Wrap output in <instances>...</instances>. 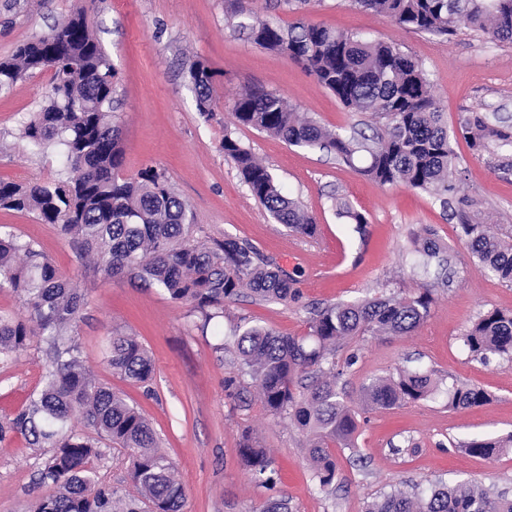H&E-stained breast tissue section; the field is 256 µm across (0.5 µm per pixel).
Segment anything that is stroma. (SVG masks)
<instances>
[{
    "label": "stroma",
    "mask_w": 512,
    "mask_h": 512,
    "mask_svg": "<svg viewBox=\"0 0 512 512\" xmlns=\"http://www.w3.org/2000/svg\"><path fill=\"white\" fill-rule=\"evenodd\" d=\"M274 0H0V59L23 41L48 35L78 7L118 71L116 111L125 146L124 176L144 167L164 170L176 194L192 211L201 234L230 236L252 245L297 281L299 297L288 303L250 296L224 305V327L260 324L287 336L308 331L310 309L380 293L410 294L422 278L410 238L425 228L448 249L445 282L436 284L427 320L408 336H360L336 354L355 356L342 381L350 395L376 376L433 371L441 388L429 399L359 417L355 449L336 451V488L320 491L305 448L309 437L289 419L269 415L255 394L230 396L227 380L249 386L232 343L216 350L213 332L189 306L171 302L157 288L124 276L102 282L80 267L70 245L49 224L0 210V226L37 240L61 273L86 298L78 330L86 367L101 383L122 392L150 420L175 464L186 495L185 512H262L287 497L292 512H363L367 502L391 490L410 493L428 482L468 483L512 494V451L492 459L466 453L463 441L512 433V360L473 359L461 336L483 312L512 310V284L473 262L458 231V218L427 193L384 187L338 163L333 156L291 146L232 116L233 100L258 85L280 94L297 111L332 129H366L368 116L349 110L288 58L252 43L242 24L254 18L281 27L322 24L398 45L419 61L432 93L448 118L452 146L462 168V195L473 220L512 232V147L472 150L458 132L460 119L479 112L512 126V43H486L475 33L453 36L402 29L351 0H307L299 8H274ZM205 62L217 72L221 104L214 118L197 107L189 68ZM50 87L49 74L34 75L0 95V180L25 182L54 177L63 165L55 151L37 154L19 137L20 122L36 111ZM232 132L267 165L284 190L314 215V236L278 224L224 157L221 142ZM342 195L364 214L357 231L337 215L331 198ZM135 336L148 350L152 380L137 384L113 373L103 347L112 332ZM48 365L44 344L33 339L13 360L0 361V420L25 408L43 386ZM475 385L489 404L466 410L447 406L445 388ZM251 428L274 459L272 486L255 484L238 461V441ZM42 457L25 438L0 440V512H30L32 503L54 494L40 484ZM91 467L96 480L119 495L132 493L129 460L102 442Z\"/></svg>",
    "instance_id": "35a3bbf8"
}]
</instances>
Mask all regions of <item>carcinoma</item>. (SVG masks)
<instances>
[{"instance_id": "carcinoma-1", "label": "carcinoma", "mask_w": 512, "mask_h": 512, "mask_svg": "<svg viewBox=\"0 0 512 512\" xmlns=\"http://www.w3.org/2000/svg\"><path fill=\"white\" fill-rule=\"evenodd\" d=\"M413 32H478L488 42H512V0H352ZM240 27L257 45L287 57L354 112L368 115L375 134L328 129L296 112L279 94L249 87L233 102V117L292 146L319 149L382 186L403 185L431 195L441 205L459 191L461 171L448 122L434 100L426 71L400 48L378 39L303 22L283 30L267 20ZM51 73V88L29 114L20 137L34 150L58 147L64 168L50 182L0 180V209L27 213L52 224L75 250L79 263L104 281L130 276L161 289L172 302L200 314L203 326L224 317V304L242 295L288 302L298 298L296 279L265 259L250 244L224 237L202 238L189 204L169 186L165 172L147 166L135 178L121 174L124 146L119 117L112 112L117 70L79 10L50 34L18 45L0 59V94L37 72ZM217 73L198 60L190 69L197 109L211 117L217 109ZM459 129L481 151L494 142L512 146V132L487 115L465 116ZM251 195L273 218L302 236L317 231L316 219L287 196L268 167L232 132L221 143ZM333 206L362 230L366 217L343 197ZM461 238L481 269L512 284V235L467 218ZM422 270L448 266L447 251L420 232L411 238ZM16 294L26 315L0 314V356L27 348L39 336L50 364L41 390L6 423L0 440L18 433L44 449L40 479L59 488L34 512H184L185 493L174 464L144 414L124 396L99 382L85 367L77 341L85 305L76 283L64 276L33 239L0 231V291ZM433 285L422 282L405 296L376 295L314 310L305 336H283L260 325L233 334L240 372L248 376L264 409L288 416L310 435L307 448L313 479L322 491L334 490L335 448L355 447L360 411L390 409L431 397L438 388L432 374L402 371L374 377L354 401L338 380L336 349L365 335L408 336L429 316ZM470 357L512 360V311L489 309L462 336ZM112 371L146 384L154 373L151 357L134 337L118 331L108 339ZM490 394L476 386L448 389V408L481 407ZM76 417L96 436L79 433ZM104 439L125 451L135 494L114 497L96 482L89 464ZM462 448L492 459L512 449V434L472 438ZM238 458L258 484L273 483V459L249 429L242 430ZM365 512H512V497L467 484L436 485L419 498L402 491L369 502Z\"/></svg>"}]
</instances>
